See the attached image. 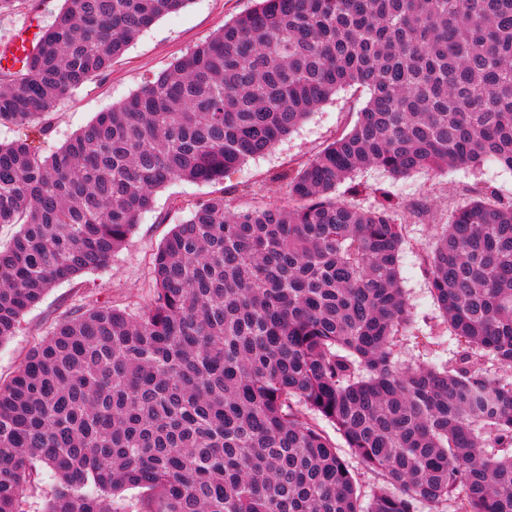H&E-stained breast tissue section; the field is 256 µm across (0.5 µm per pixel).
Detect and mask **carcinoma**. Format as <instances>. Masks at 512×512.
Here are the masks:
<instances>
[{
    "mask_svg": "<svg viewBox=\"0 0 512 512\" xmlns=\"http://www.w3.org/2000/svg\"><path fill=\"white\" fill-rule=\"evenodd\" d=\"M189 0H63L0 69V342L64 280L106 268L155 192L219 184L343 88L353 127L280 174L288 204L196 201L136 312L86 303L0 381V512H512V202L473 186L422 255L452 358L398 363L403 224L429 212L353 173L512 170V0H256L48 157L31 135ZM379 479L363 502L320 422ZM115 512H149L151 503L138 489L128 490L114 502Z\"/></svg>",
    "mask_w": 512,
    "mask_h": 512,
    "instance_id": "1",
    "label": "carcinoma"
}]
</instances>
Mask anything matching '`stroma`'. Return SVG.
<instances>
[{
  "label": "stroma",
  "mask_w": 512,
  "mask_h": 512,
  "mask_svg": "<svg viewBox=\"0 0 512 512\" xmlns=\"http://www.w3.org/2000/svg\"><path fill=\"white\" fill-rule=\"evenodd\" d=\"M254 4L255 0H189L183 9L159 18L130 44L107 76L88 81L57 106L52 129L39 142L41 153L50 155L85 128L97 113L123 102L213 35L225 21ZM364 101V96L354 90H339L268 152L248 159L227 174L223 183L177 181L157 191L153 209L140 216L107 268L83 275L78 281L57 284L24 314L15 334L0 343V377L9 378L44 337L49 323L78 305L94 300L139 308L148 303L152 296V255L174 225L187 217V204L223 191L249 203L253 190L258 188L262 189L265 202L286 204V187L278 182V174L308 160L336 135L351 128ZM352 183L361 186L360 194L350 193L348 186ZM473 183L489 186L502 200H512V171L494 164L478 170L451 167L437 174L419 172L404 178L373 167L355 173L350 183L336 189L339 199L363 209L376 204L380 189L430 206L431 221H408L404 232L401 286L408 299L410 322L398 356L401 364L433 365L449 357L448 326L430 293L421 255L432 246L438 225L448 223L452 210L468 203L463 187Z\"/></svg>",
  "instance_id": "stroma-1"
}]
</instances>
